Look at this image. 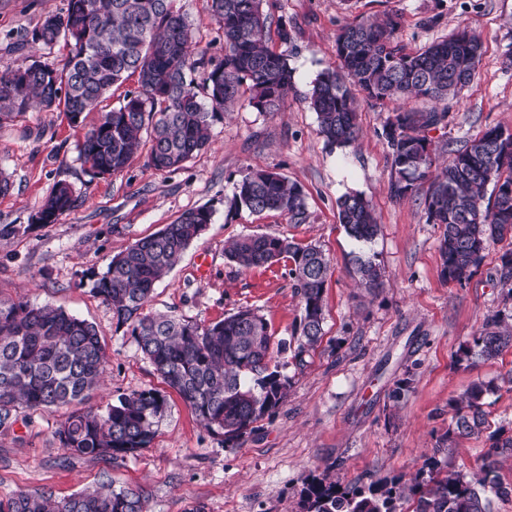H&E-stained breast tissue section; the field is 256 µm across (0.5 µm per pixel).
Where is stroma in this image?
Listing matches in <instances>:
<instances>
[{
  "instance_id": "35a3bbf8",
  "label": "stroma",
  "mask_w": 512,
  "mask_h": 512,
  "mask_svg": "<svg viewBox=\"0 0 512 512\" xmlns=\"http://www.w3.org/2000/svg\"><path fill=\"white\" fill-rule=\"evenodd\" d=\"M199 47L222 56L224 43L210 0H176ZM67 0H0V72L27 59L61 62L64 42L46 46L32 34L45 16L62 14ZM272 19H282L289 43L272 39L294 69V85L277 112L242 105L210 126V144L175 171H158L139 153L123 172L89 174L79 158L85 133L98 113L72 122L66 112L30 109L0 124V172L11 183L0 195V224L27 226L25 235L0 241V294L63 307L93 323L108 356L101 386L84 401L102 409L120 395L164 390L165 408L149 448L114 463L71 456L54 436L64 409L18 407L14 431L0 436V499L17 491L48 488L57 498L101 486L141 489L148 512H302L306 481L324 472L342 485L410 481L430 456L466 476L480 472L487 437L444 443L451 406L476 381H495L486 395L488 430L512 434V347L495 359L462 358L461 349L486 315L503 307V291L490 279L507 242L490 246L477 274L464 284L445 280L440 231L428 223V182L398 199L390 193L391 160L382 129L397 109H432L408 99L375 105L359 101V138L330 149L318 133L306 98L318 74L336 65L335 38L344 24L401 16L398 37L417 51L458 28L480 34L484 54L477 74L448 100L444 123L428 130L437 162L486 127L512 126V0H266ZM256 168L278 172L306 195L308 220L289 223L276 212L231 209L234 187ZM74 190L71 209L50 224L32 217L58 181ZM363 193L378 223L371 242L350 238L337 215V199ZM210 208L212 222L156 287L151 310L198 323L258 309L274 339L289 337L300 315L284 264L241 270L224 256L248 233L285 236L319 245L330 259L324 290L323 338L296 365L279 355L290 381L288 396L238 446L225 445L161 379L110 306L78 286L81 274L100 273L110 258L136 239L172 223L182 213ZM372 257L383 282L365 288L355 274V255ZM414 382L400 402L388 393L396 380Z\"/></svg>"
}]
</instances>
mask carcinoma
<instances>
[{
  "instance_id": "cac0c4a2",
  "label": "carcinoma",
  "mask_w": 512,
  "mask_h": 512,
  "mask_svg": "<svg viewBox=\"0 0 512 512\" xmlns=\"http://www.w3.org/2000/svg\"><path fill=\"white\" fill-rule=\"evenodd\" d=\"M264 0H211L224 38V56L214 60L205 49L190 50V24L175 0H67L62 15H50L35 32L44 45L64 39L70 46L61 64L33 60L0 74V123L27 112L33 103L63 108L78 117L102 104L106 93L137 76V87L119 105L100 114L80 146V159L95 175H113L135 159L148 140V162L174 171L203 150L208 128L240 102L259 112H277L294 81L288 58L269 46L271 20ZM399 16L369 19L340 27L335 51L339 65L315 79L309 106L320 135L346 148L358 134L356 94L371 102L409 97L446 101L475 77L483 53L479 35L465 26L451 36L410 53L396 38ZM448 113L400 109L387 121L383 136L391 157L390 192L401 199L431 179L424 198L428 222L439 225L442 271L451 282L468 281L483 252L512 239V127L486 128L463 146L448 150V163L436 174L426 131ZM491 200L484 201L488 185ZM73 203L69 183L59 181L32 216L49 224ZM230 207L251 214L278 212L290 224L308 219L302 188L281 174L256 169L239 181ZM340 223L359 243L377 232L363 194L349 192L337 201ZM213 212L201 207L182 213L157 233L140 238L111 258L105 271L89 276L93 296L112 308L117 325L127 327L139 351L162 381L174 389L200 422L234 446L284 402L288 379L272 355L273 334L253 308L208 325L147 310L156 284L176 259L198 239ZM245 270L288 261V277L301 310L291 338L277 351L293 350L303 363L323 336V293L330 260L311 244L287 237L244 234L225 251ZM356 273L368 288L383 273L369 257L356 258ZM495 279L512 303V249L499 256ZM504 311L487 316L467 358L490 360L512 345V327L501 329ZM107 355L95 326L60 306L35 304L23 297L0 296V431L16 422L14 411L73 407L55 435L73 456L124 461L149 447L165 396L148 389L103 410L76 408L105 373ZM492 382H475L452 405L445 440L481 434L485 396ZM482 476L466 478L432 456L411 483L386 479L347 487L325 475L312 479L302 495L303 512H398L399 502L416 498L415 512H490L491 497L507 496L512 485L496 473V457L512 454V436L488 435ZM0 512H146L138 488L101 492L83 490L56 500L52 493L18 492L0 500Z\"/></svg>"
}]
</instances>
